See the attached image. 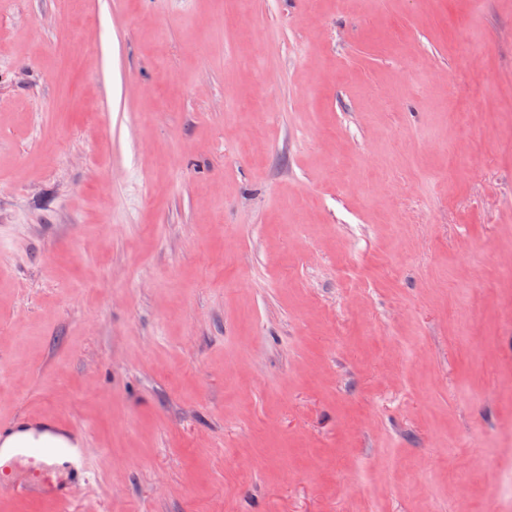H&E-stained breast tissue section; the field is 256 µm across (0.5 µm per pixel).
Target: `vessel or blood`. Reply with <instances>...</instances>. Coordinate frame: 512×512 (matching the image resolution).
Returning <instances> with one entry per match:
<instances>
[{
	"label": "vessel or blood",
	"instance_id": "vessel-or-blood-1",
	"mask_svg": "<svg viewBox=\"0 0 512 512\" xmlns=\"http://www.w3.org/2000/svg\"><path fill=\"white\" fill-rule=\"evenodd\" d=\"M65 455L67 468L64 477L55 473L56 455ZM89 454L84 433L71 428L65 434V444L59 449L21 448L13 458L12 478L27 488L41 490L45 498L60 506H71L76 480L89 478Z\"/></svg>",
	"mask_w": 512,
	"mask_h": 512
}]
</instances>
